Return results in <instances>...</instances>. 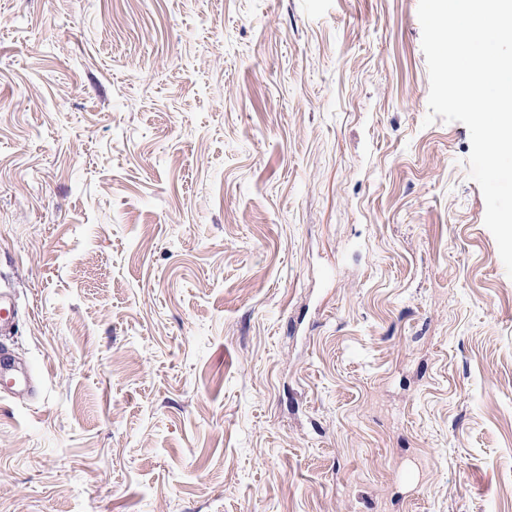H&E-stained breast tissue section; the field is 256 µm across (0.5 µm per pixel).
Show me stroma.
<instances>
[{
	"label": "stroma",
	"instance_id": "obj_1",
	"mask_svg": "<svg viewBox=\"0 0 512 512\" xmlns=\"http://www.w3.org/2000/svg\"><path fill=\"white\" fill-rule=\"evenodd\" d=\"M418 0H0V512H512V277ZM12 358L3 349L0 350V392L4 393L9 391L12 394H16L14 390L22 385L27 386L32 377L28 371L20 372L18 374Z\"/></svg>",
	"mask_w": 512,
	"mask_h": 512
}]
</instances>
